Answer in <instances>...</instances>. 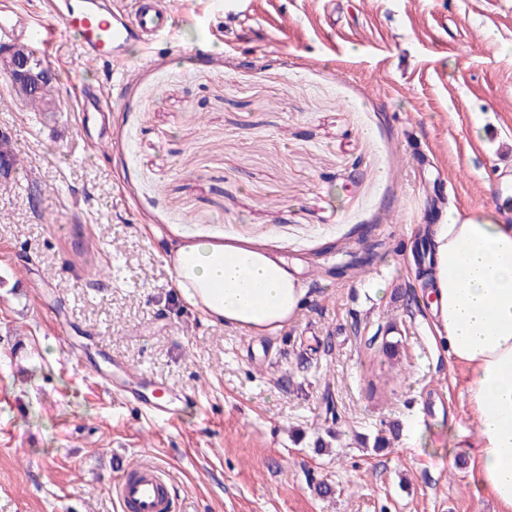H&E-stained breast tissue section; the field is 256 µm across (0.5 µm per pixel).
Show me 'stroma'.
<instances>
[{
	"instance_id": "35a3bbf8",
	"label": "stroma",
	"mask_w": 512,
	"mask_h": 512,
	"mask_svg": "<svg viewBox=\"0 0 512 512\" xmlns=\"http://www.w3.org/2000/svg\"><path fill=\"white\" fill-rule=\"evenodd\" d=\"M165 3L174 34L123 72L56 40L48 111L0 73L26 158L0 185V512H120L141 459L184 512H498L410 258L439 214L512 219V0ZM106 81L107 128L79 127ZM200 238L282 258L303 311L255 336L188 307L169 248ZM114 358L181 393L178 420L114 401Z\"/></svg>"
}]
</instances>
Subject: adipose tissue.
I'll return each mask as SVG.
<instances>
[{
  "label": "adipose tissue",
  "mask_w": 512,
  "mask_h": 512,
  "mask_svg": "<svg viewBox=\"0 0 512 512\" xmlns=\"http://www.w3.org/2000/svg\"><path fill=\"white\" fill-rule=\"evenodd\" d=\"M429 239L432 337L466 367L479 424L472 480L512 512V224L452 213ZM170 255L182 298L209 319L272 334L305 305L307 290L288 265L252 246L198 240Z\"/></svg>",
  "instance_id": "adipose-tissue-1"
}]
</instances>
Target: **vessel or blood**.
<instances>
[{
  "mask_svg": "<svg viewBox=\"0 0 512 512\" xmlns=\"http://www.w3.org/2000/svg\"><path fill=\"white\" fill-rule=\"evenodd\" d=\"M133 14L115 16L104 0H53L59 28L37 27L27 13L0 12V41L38 33L43 48H51L57 35L75 34L87 60L122 62L130 43L148 46L166 39L173 31L171 14L160 0H136ZM121 377L112 383V394L121 404L142 411L154 421L168 423L172 412L161 399L148 398L143 373L117 362ZM121 512H175L173 474L165 467L141 460L123 469L115 481Z\"/></svg>",
  "mask_w": 512,
  "mask_h": 512,
  "instance_id": "obj_1",
  "label": "vessel or blood"
}]
</instances>
